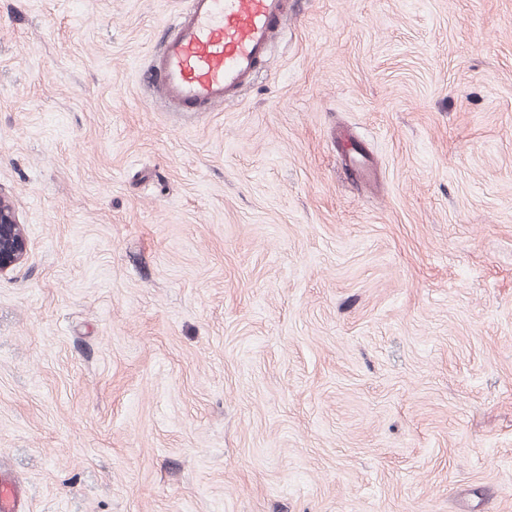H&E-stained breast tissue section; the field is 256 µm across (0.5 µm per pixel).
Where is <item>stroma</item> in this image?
<instances>
[{
	"label": "stroma",
	"mask_w": 512,
	"mask_h": 512,
	"mask_svg": "<svg viewBox=\"0 0 512 512\" xmlns=\"http://www.w3.org/2000/svg\"><path fill=\"white\" fill-rule=\"evenodd\" d=\"M179 2L0 0L28 512H512V0H296L194 116Z\"/></svg>",
	"instance_id": "1"
}]
</instances>
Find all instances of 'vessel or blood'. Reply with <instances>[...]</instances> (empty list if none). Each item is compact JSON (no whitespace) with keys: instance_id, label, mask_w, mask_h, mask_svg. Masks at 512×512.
<instances>
[{"instance_id":"1","label":"vessel or blood","mask_w":512,"mask_h":512,"mask_svg":"<svg viewBox=\"0 0 512 512\" xmlns=\"http://www.w3.org/2000/svg\"><path fill=\"white\" fill-rule=\"evenodd\" d=\"M289 0H182L151 66L159 97L178 112L237 98L269 53ZM0 512H24L23 491L0 470Z\"/></svg>"}]
</instances>
